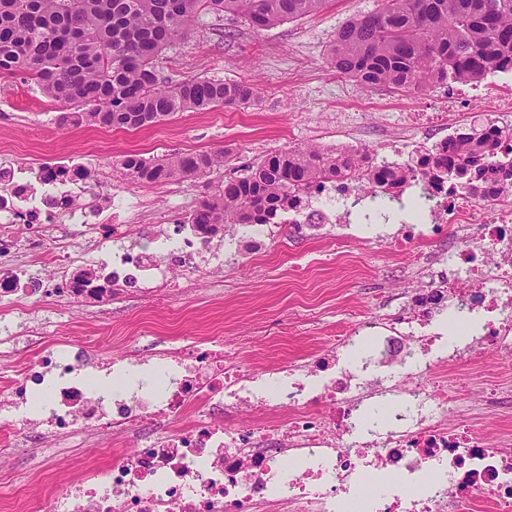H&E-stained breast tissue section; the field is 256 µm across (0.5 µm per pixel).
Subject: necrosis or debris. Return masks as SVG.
Here are the masks:
<instances>
[{
	"label": "necrosis or debris",
	"instance_id": "necrosis-or-debris-1",
	"mask_svg": "<svg viewBox=\"0 0 512 512\" xmlns=\"http://www.w3.org/2000/svg\"><path fill=\"white\" fill-rule=\"evenodd\" d=\"M479 84L438 86L435 103L406 113L403 127L452 128L462 97H476ZM357 175L326 181L301 195L288 208L292 224H349L353 205L375 201L378 187L358 188ZM84 180L68 173L66 184L44 181L32 191L14 165L0 167V299L18 305L37 294L70 302H99L116 291L141 284L168 297L178 281L163 268L157 252L114 249L124 234V209L116 207L108 223L95 222L96 212L82 198ZM427 190L420 218H409L400 240L408 245L422 225L453 224L457 236L448 243V267L437 272L415 305L446 300L459 313H485L484 338L499 356L512 359V187L482 198L428 187L423 169L391 188L394 197ZM79 224L93 234L101 254L99 267H85L79 250L60 247L58 270L48 280L32 278L15 265V244L42 246L57 220ZM260 227L203 229L168 225L159 238L162 249L194 264L213 241H225L247 257L264 245ZM471 288H461V280ZM386 324L397 340L417 346L409 371L390 384L366 389L339 365L336 353L318 357L313 369L298 365L271 369L226 361L213 341L201 338L182 347L152 348L165 364L167 381L127 401L103 399L85 386L65 350L39 352L19 373L17 387L0 390V409L14 417L0 421V453H13L27 441L24 416L29 392L45 387L51 395L39 425L47 437L85 431L116 441L131 436L139 448L112 464L85 473L64 495L43 499L38 512H265L278 503L284 512H458L459 503L444 487L451 480L463 492H483L500 512H512V456L499 444L447 423L445 372L460 360H477V346L447 348L426 323L405 316L355 324L353 335ZM318 394L327 413L308 410ZM391 397L397 405L381 428L367 430L362 418L371 399ZM268 411L266 421L247 428L228 419L237 412ZM299 467H284L285 458ZM394 473L386 492H362L365 475ZM440 480L425 485L426 474Z\"/></svg>",
	"mask_w": 512,
	"mask_h": 512
}]
</instances>
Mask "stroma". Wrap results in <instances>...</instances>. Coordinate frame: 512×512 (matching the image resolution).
I'll return each mask as SVG.
<instances>
[{"label":"stroma","instance_id":"35a3bbf8","mask_svg":"<svg viewBox=\"0 0 512 512\" xmlns=\"http://www.w3.org/2000/svg\"><path fill=\"white\" fill-rule=\"evenodd\" d=\"M380 0H327L314 15L264 30L239 17L202 16L188 40L167 49L159 60L162 81L192 77L255 84L259 100L238 108L186 111L137 130L59 128V105L23 77L0 78V162L22 171L50 162L72 161L98 173L101 207L121 192L133 213L121 244L146 248L170 224L182 223L207 193V181L236 176L241 166L296 145L330 148L358 142L383 150L404 112L423 106L432 88L419 93L386 87L364 88L341 75L329 48L349 19L375 10ZM375 101L379 110L368 109ZM224 149L229 160L209 180L172 179L151 186L120 176L123 156L146 158L171 153ZM263 249L251 259L219 248L212 261L176 270L181 289L157 303L146 289L128 287L111 300L80 305L39 298L16 309L0 301V377L15 376L20 364L44 348L64 343L80 347L81 374L99 379L112 358L127 351L177 347L195 337H223L225 355L257 364H310L331 349L337 336L362 319L380 318L410 301L421 286L424 256L441 254V235L415 240L400 249L396 224H323L308 232L292 224L266 229ZM87 247L81 226L57 223L41 249L20 244L17 264L47 278L49 252L60 244ZM38 335H28V328ZM456 386L449 424L466 423L494 441H512V365L501 363L494 347L479 363L464 362L450 372ZM500 381L499 407L486 408L488 376ZM29 450L0 459V512H36L46 496L63 493L81 469L104 467L134 442L105 453L85 434L45 438L31 429Z\"/></svg>","mask_w":512,"mask_h":512}]
</instances>
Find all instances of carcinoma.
I'll use <instances>...</instances> for the list:
<instances>
[{
  "instance_id": "1",
  "label": "carcinoma",
  "mask_w": 512,
  "mask_h": 512,
  "mask_svg": "<svg viewBox=\"0 0 512 512\" xmlns=\"http://www.w3.org/2000/svg\"><path fill=\"white\" fill-rule=\"evenodd\" d=\"M325 0H0V76H23L63 105L60 127L138 129L178 112L251 105L248 83L196 77L170 86L157 70L162 53L188 37L203 14L242 17L265 29L317 13ZM336 70L362 84L421 90L443 81L468 82L491 68L512 71V0H381L374 12L345 23L330 47ZM512 125L471 123L435 145L432 171L470 194L486 195L512 177L502 141ZM222 149L119 160L143 183L199 179L224 167ZM345 150L293 146L242 169L213 187L188 213L195 227L268 224L297 194L355 169ZM404 162L362 179L405 180Z\"/></svg>"
}]
</instances>
